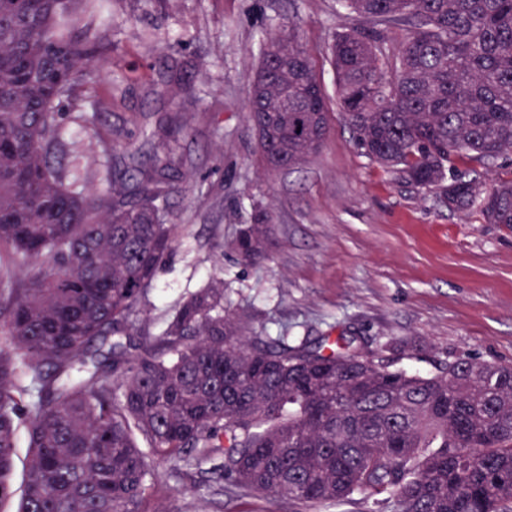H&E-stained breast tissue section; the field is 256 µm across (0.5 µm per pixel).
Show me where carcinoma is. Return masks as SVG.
<instances>
[{
    "label": "carcinoma",
    "mask_w": 512,
    "mask_h": 512,
    "mask_svg": "<svg viewBox=\"0 0 512 512\" xmlns=\"http://www.w3.org/2000/svg\"><path fill=\"white\" fill-rule=\"evenodd\" d=\"M115 0H0V504L16 512H150L154 463L209 470L214 494L277 512L375 496L373 512H512V366L460 359L390 370L329 336L245 339L219 280L177 303L156 336L142 305L175 246L182 115L116 161ZM365 26L330 61L355 145L448 209L512 225V179L456 160L512 155V0H341ZM407 33L387 46L385 27ZM248 111L260 160L295 167L323 144L329 109L293 25L265 43ZM256 204L231 243L265 257Z\"/></svg>",
    "instance_id": "carcinoma-1"
}]
</instances>
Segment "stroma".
Here are the masks:
<instances>
[{
  "label": "stroma",
  "mask_w": 512,
  "mask_h": 512,
  "mask_svg": "<svg viewBox=\"0 0 512 512\" xmlns=\"http://www.w3.org/2000/svg\"><path fill=\"white\" fill-rule=\"evenodd\" d=\"M294 23L324 88L330 133L292 170L257 160L247 104L267 37ZM355 18L339 0H167L163 10L117 17L112 48L129 77L107 73L115 144L144 149L150 112L180 111L179 145L190 164L169 207L178 243L149 295V330L212 279L224 303L246 316V336L352 339L391 368L435 373L463 358L512 366V226L478 210H449L436 189L401 181L361 154L336 97L330 45ZM195 99L168 88L148 93L171 64ZM274 216L267 257L240 262L231 251L254 202ZM168 512H193L200 477L168 478Z\"/></svg>",
  "instance_id": "stroma-1"
}]
</instances>
